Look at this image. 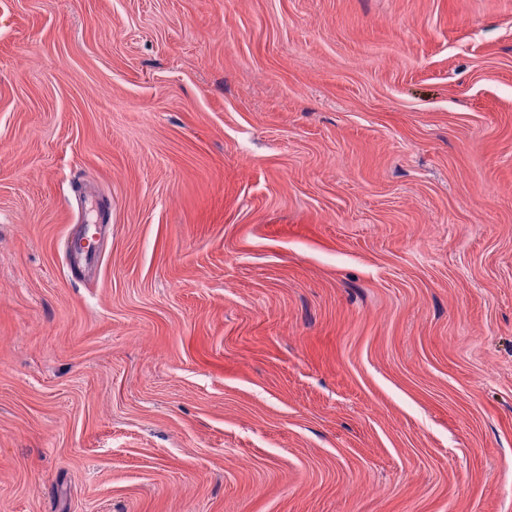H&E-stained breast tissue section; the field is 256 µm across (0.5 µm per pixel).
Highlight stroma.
Segmentation results:
<instances>
[{"label": "stroma", "mask_w": 512, "mask_h": 512, "mask_svg": "<svg viewBox=\"0 0 512 512\" xmlns=\"http://www.w3.org/2000/svg\"><path fill=\"white\" fill-rule=\"evenodd\" d=\"M0 512H512V0H0Z\"/></svg>", "instance_id": "35a3bbf8"}]
</instances>
